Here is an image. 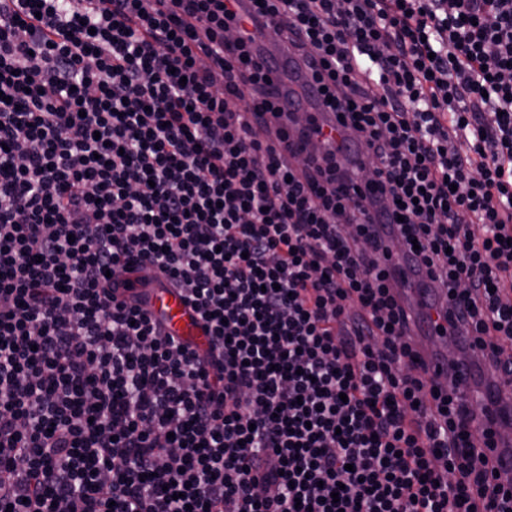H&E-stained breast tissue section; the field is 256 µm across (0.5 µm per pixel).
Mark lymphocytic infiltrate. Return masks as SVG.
Wrapping results in <instances>:
<instances>
[{"mask_svg": "<svg viewBox=\"0 0 512 512\" xmlns=\"http://www.w3.org/2000/svg\"><path fill=\"white\" fill-rule=\"evenodd\" d=\"M93 2L0 0V512L512 505L379 260L395 225L512 371V0H255L318 156L228 0ZM336 120L321 122V131L306 138L304 141L305 152L315 148L318 153L325 152L331 145H336ZM150 305L164 316L168 329L173 334L200 345L205 343L206 338L195 314L174 290L153 295Z\"/></svg>", "mask_w": 512, "mask_h": 512, "instance_id": "f902f5d3", "label": "lymphocytic infiltrate"}]
</instances>
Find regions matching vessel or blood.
<instances>
[{
    "mask_svg": "<svg viewBox=\"0 0 512 512\" xmlns=\"http://www.w3.org/2000/svg\"><path fill=\"white\" fill-rule=\"evenodd\" d=\"M231 5L233 10L244 15L243 37L257 51L265 53L271 78L280 92L300 90V82L293 79L295 65L287 45L270 46L266 28L248 21L251 0H231ZM336 134L335 121L323 122L320 132L305 139L304 148L325 152L335 144ZM387 262L395 267L404 284L402 294L410 308L408 325L412 335L420 340L418 361L428 387L455 398L480 394L488 402L491 413L490 419L483 421V429L498 431L512 426V388L499 385L493 366L483 358L482 349L470 348L467 357L459 360L456 367L448 365L444 353L447 339L436 330L448 311V288L439 284L426 285L413 254H393ZM150 305L164 316L173 334L200 345L205 343L195 314L178 293L172 290L160 292L151 297Z\"/></svg>",
    "mask_w": 512,
    "mask_h": 512,
    "instance_id": "vessel-or-blood-1",
    "label": "vessel or blood"
}]
</instances>
